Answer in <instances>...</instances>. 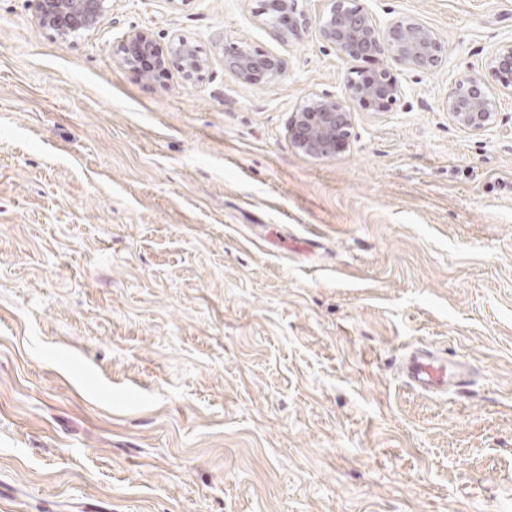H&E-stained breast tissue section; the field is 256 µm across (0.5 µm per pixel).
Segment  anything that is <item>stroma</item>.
Returning <instances> with one entry per match:
<instances>
[{
  "label": "stroma",
  "instance_id": "obj_1",
  "mask_svg": "<svg viewBox=\"0 0 512 512\" xmlns=\"http://www.w3.org/2000/svg\"><path fill=\"white\" fill-rule=\"evenodd\" d=\"M440 38L431 71L344 61L326 0H112L63 38L0 0V512H512V0H354ZM211 65L148 75L131 30ZM286 58L248 85L223 45ZM390 69L348 144L287 137L313 95ZM474 77V133L443 109ZM428 344L475 369L430 398ZM155 51L154 43L147 31L134 30L128 32L122 40L119 53L122 61L127 65H134L145 56L152 55ZM171 54L187 80L201 78L210 66L209 59L199 55L194 46L180 36L173 37ZM444 108L456 125L471 132L486 129L494 115L492 101L476 79L451 81ZM401 376L417 394L440 397L463 395L472 385L471 371L462 360H448L438 350L421 346L406 349L401 357Z\"/></svg>",
  "mask_w": 512,
  "mask_h": 512
}]
</instances>
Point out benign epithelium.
Returning a JSON list of instances; mask_svg holds the SVG:
<instances>
[{"label":"benign epithelium","mask_w":512,"mask_h":512,"mask_svg":"<svg viewBox=\"0 0 512 512\" xmlns=\"http://www.w3.org/2000/svg\"><path fill=\"white\" fill-rule=\"evenodd\" d=\"M39 25L61 37L99 27L111 11V0H29ZM328 10L319 18L320 37L332 44L347 61L362 57L384 56L408 69L432 70L443 61L444 47L435 33L414 19H395L387 23L346 0H328ZM275 24L282 12L296 13L295 0H268ZM155 51L148 32L134 30L126 34L120 46L122 61L133 65ZM224 64L242 82L249 85L269 83L285 75L286 59L262 54L245 45L223 48ZM171 54L188 80L203 76L209 59L179 36L172 39ZM404 96V89L387 69L375 71L360 80L349 79L341 97L315 96L291 114L287 135L302 153L327 157L342 149L350 136L354 106L369 105L386 112ZM444 108L459 127L481 132L494 115L492 101L476 79L451 81Z\"/></svg>","instance_id":"1"}]
</instances>
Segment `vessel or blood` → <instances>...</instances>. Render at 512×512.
<instances>
[{
    "label": "vessel or blood",
    "mask_w": 512,
    "mask_h": 512,
    "mask_svg": "<svg viewBox=\"0 0 512 512\" xmlns=\"http://www.w3.org/2000/svg\"><path fill=\"white\" fill-rule=\"evenodd\" d=\"M401 376L410 390L430 397L461 395L472 384L466 362L448 359L438 350L426 346L412 347L403 352Z\"/></svg>",
    "instance_id": "obj_1"
}]
</instances>
